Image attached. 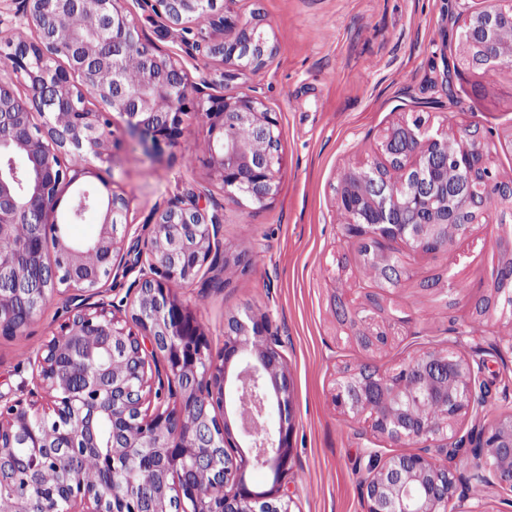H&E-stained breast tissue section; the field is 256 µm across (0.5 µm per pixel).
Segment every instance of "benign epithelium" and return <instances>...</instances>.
I'll return each instance as SVG.
<instances>
[{"label":"benign epithelium","instance_id":"obj_1","mask_svg":"<svg viewBox=\"0 0 512 512\" xmlns=\"http://www.w3.org/2000/svg\"><path fill=\"white\" fill-rule=\"evenodd\" d=\"M126 2L22 0L21 16L10 20L11 37L0 38V57L30 84V93L22 95L12 78L0 79V238L9 236L14 224L29 226L15 256L0 257V335L23 333L55 295L65 296L70 308L68 321L29 360L30 379L22 382L20 394H0V468L12 461L17 444L27 442L33 457L49 453L58 467L73 473L83 455L100 447L96 427L106 415L113 428L102 470L112 477V487L95 492L78 477L62 482L59 497L67 512H167L172 485L187 495L190 512H292L286 485L294 434L292 383L281 341L269 333V318L231 317L216 360L196 315L174 291L204 269L217 279L225 267L243 264L241 253L220 248L219 215L200 208L194 198L157 207L151 235L130 263L124 252L133 230L129 201L107 184V198L83 191L71 197L66 210L71 223L91 208L101 209L98 237L74 243L60 235L55 258L45 251L48 227L59 228L65 192L87 174L66 159L108 161L114 112L127 117L129 132L149 152L179 140L184 115L195 112L207 128L208 163L226 199L237 203L246 197L263 205L278 193L285 159L276 113L258 96L212 94L191 84L180 62L146 38ZM475 2L477 7L462 14L465 62L473 69L512 68V30L504 28L512 24V0ZM213 4L154 0L151 9L162 32L181 34L191 55L220 59L227 85L238 71L265 65L266 39L258 26L229 10L218 14ZM202 9L208 28H231L234 37L215 41L208 28L188 27ZM78 14L84 26L69 27V18ZM25 31L31 37L23 49L13 50L14 36ZM131 53L142 66L135 92L112 69ZM59 58L65 66L52 65ZM108 70L112 79L88 96L87 86ZM240 127L250 131L251 144L234 137ZM379 149L384 162L350 172L337 204L346 216L344 234L362 245L365 263L387 285L399 284L409 269L385 251L386 243L400 240L417 253L448 248L486 214L490 190L502 213L512 217V180L498 177L490 143L478 132L466 129L451 139L441 128L418 129L404 121L386 131ZM394 162L410 180L393 182ZM90 253L99 257L95 267L86 264ZM135 269L138 276L126 298L108 299L107 283ZM341 316L367 347L388 344L389 334L373 329L370 316L345 309ZM82 335L101 337L106 356L84 350ZM117 351L131 362L123 378L110 367ZM63 360L76 367V375L62 370ZM148 392L157 398L153 408L146 405ZM229 401L241 409L250 456L233 433ZM334 401L347 415H369L376 433L418 446L385 460L369 453L362 484L366 512H448L462 481L469 486L495 481L512 491V413L476 433V461L466 477L451 465L465 442L457 426L479 407L462 337L392 372L350 370L337 382ZM33 412L53 414L56 428L35 434ZM250 464L271 472L270 488L249 486ZM138 465L157 471L159 483L124 489L118 478ZM201 469L224 478V494L215 496L194 482Z\"/></svg>","mask_w":512,"mask_h":512}]
</instances>
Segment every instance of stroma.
<instances>
[{"label": "stroma", "mask_w": 512, "mask_h": 512, "mask_svg": "<svg viewBox=\"0 0 512 512\" xmlns=\"http://www.w3.org/2000/svg\"><path fill=\"white\" fill-rule=\"evenodd\" d=\"M231 9L240 20L260 21L271 50L261 70L244 71L230 88L279 114L286 164L277 196L264 205L225 200L194 113L184 118L183 137L154 154L129 133L126 116L113 113L112 160L79 186L100 192L111 181L144 236L153 209L176 198L192 196L223 213L222 242L245 252V264L226 268L215 287L197 281L177 294L196 312L215 356L231 316L268 315L293 385V512H365L369 451L392 456L406 448L338 410L337 380L360 366L398 368L446 348L460 330L481 369V424L512 413V324L493 323L484 309L497 302L492 269L512 260V228L500 225L494 205L445 251L413 254L403 242L387 243L410 274L385 288L365 276L358 246L343 233L337 189L349 171L380 162L377 144L388 128L417 116L451 135L467 127L491 137L493 167L512 179V69L490 78L463 61L456 0H233ZM342 299L388 327L390 343L364 347L338 314ZM68 315L53 298L22 335L0 337L1 393L17 391L30 356Z\"/></svg>", "instance_id": "35a3bbf8"}]
</instances>
